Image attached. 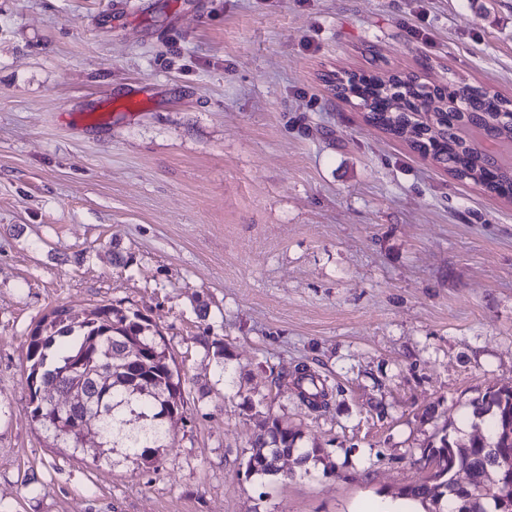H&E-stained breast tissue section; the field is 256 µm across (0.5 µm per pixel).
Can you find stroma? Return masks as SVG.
Segmentation results:
<instances>
[{"mask_svg": "<svg viewBox=\"0 0 512 512\" xmlns=\"http://www.w3.org/2000/svg\"><path fill=\"white\" fill-rule=\"evenodd\" d=\"M339 70L512 99V0H0V512H371L512 387V203L367 124ZM108 303L185 382L155 469L29 413V332ZM269 416L322 461L239 475ZM301 376L298 378L299 382L306 381L308 384L307 389L301 391V396L306 399L308 404L313 407H319L329 395V386L327 380L312 373L307 367L301 369Z\"/></svg>", "mask_w": 512, "mask_h": 512, "instance_id": "stroma-1", "label": "stroma"}]
</instances>
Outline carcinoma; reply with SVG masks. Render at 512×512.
<instances>
[{
	"label": "carcinoma",
	"mask_w": 512,
	"mask_h": 512,
	"mask_svg": "<svg viewBox=\"0 0 512 512\" xmlns=\"http://www.w3.org/2000/svg\"><path fill=\"white\" fill-rule=\"evenodd\" d=\"M420 76L414 73L365 75L338 71L329 76L336 96L355 99L366 110L367 122L386 133L406 139L452 177L473 183L512 202V165L501 167L467 134L471 128L512 142V101L488 94L464 79L424 97ZM140 354L129 357L127 343ZM31 413L53 440L78 448L81 436L75 424L93 429L112 452L122 448L153 467L167 436L166 420L180 412L184 386L164 338L138 312L128 314L102 304L85 315L57 306L31 330L26 349ZM300 382L308 387L301 396L319 407L329 395L327 380L303 368ZM82 393L87 404L72 407V424L42 405L53 391ZM496 419L495 437L474 434L462 441L446 432L422 448L418 462L431 469L425 479L402 490L406 497L430 503L428 512H506L501 494L512 487V387L489 388L473 401V414ZM299 431L280 419L268 418L251 442L245 478L276 476L279 461L296 456L302 465L321 459V449L301 448ZM466 481L459 483L457 474Z\"/></svg>",
	"instance_id": "cac0c4a2"
}]
</instances>
